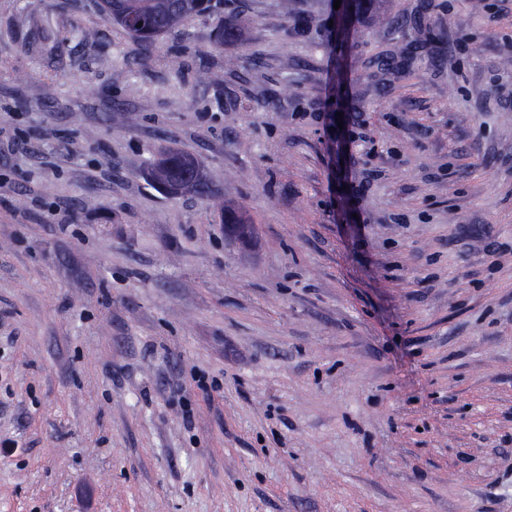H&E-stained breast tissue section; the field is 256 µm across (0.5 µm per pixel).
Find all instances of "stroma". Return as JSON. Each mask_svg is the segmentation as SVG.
<instances>
[{
	"instance_id": "35a3bbf8",
	"label": "stroma",
	"mask_w": 512,
	"mask_h": 512,
	"mask_svg": "<svg viewBox=\"0 0 512 512\" xmlns=\"http://www.w3.org/2000/svg\"><path fill=\"white\" fill-rule=\"evenodd\" d=\"M281 2L0 0V512H512V0ZM211 0H102L101 11L136 39L151 43L187 16L210 9ZM142 22L141 27L137 24ZM388 0H356L354 14L358 23L376 22L384 12ZM158 177L155 179L171 193L190 181L192 166L198 162L191 155L181 151H168L159 161Z\"/></svg>"
}]
</instances>
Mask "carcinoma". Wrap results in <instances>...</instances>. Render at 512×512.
I'll return each instance as SVG.
<instances>
[{"mask_svg":"<svg viewBox=\"0 0 512 512\" xmlns=\"http://www.w3.org/2000/svg\"><path fill=\"white\" fill-rule=\"evenodd\" d=\"M211 0H101L104 15L119 24L136 39L151 43L171 33L187 16L210 9ZM388 0H355L356 21L376 22ZM196 160L181 151H169L161 158L156 180L167 190L176 189L190 181Z\"/></svg>","mask_w":512,"mask_h":512,"instance_id":"cac0c4a2","label":"carcinoma"}]
</instances>
